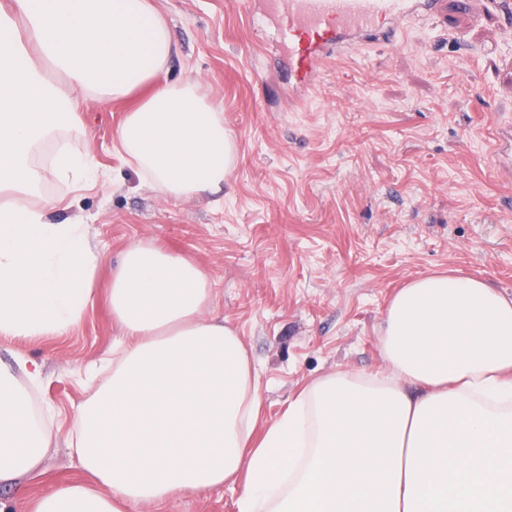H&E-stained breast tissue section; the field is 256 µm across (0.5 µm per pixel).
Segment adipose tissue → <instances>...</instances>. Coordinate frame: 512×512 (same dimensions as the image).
I'll use <instances>...</instances> for the list:
<instances>
[{"instance_id":"1","label":"adipose tissue","mask_w":512,"mask_h":512,"mask_svg":"<svg viewBox=\"0 0 512 512\" xmlns=\"http://www.w3.org/2000/svg\"><path fill=\"white\" fill-rule=\"evenodd\" d=\"M176 50L152 0L0 4V338L60 335L96 292L99 257L45 176L100 180L65 135L88 102L123 98ZM116 152L174 199L221 193L236 161L224 114L190 76L126 114ZM195 261L135 243L112 268L124 339L111 374L75 415L88 482L34 497L51 435L23 369L0 362V512H140L175 493L240 487L237 512H512V296L452 273L392 299L380 338L385 372L336 371L305 384L254 439L261 406L242 339L208 313Z\"/></svg>"}]
</instances>
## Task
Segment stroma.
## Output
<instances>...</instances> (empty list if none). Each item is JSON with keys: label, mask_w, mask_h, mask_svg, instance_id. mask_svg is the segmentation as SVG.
<instances>
[{"label": "stroma", "mask_w": 512, "mask_h": 512, "mask_svg": "<svg viewBox=\"0 0 512 512\" xmlns=\"http://www.w3.org/2000/svg\"><path fill=\"white\" fill-rule=\"evenodd\" d=\"M156 4L178 51L152 83L80 112L68 136L110 178L76 192L68 215L97 245L99 287L138 241L207 272L212 311L257 369L261 422L312 379L382 371L386 311L409 282L452 271L512 295V181L486 145L512 126V22L474 24L453 8L412 18L399 45L329 62L309 91L275 43L264 0ZM187 75L237 141L224 195L210 203L165 197L112 149L127 112ZM119 338L99 297L63 335L0 339L1 362L43 366L34 395L55 442L31 494L80 477L67 440L95 389L84 369ZM238 496L229 486L176 494L144 512H236Z\"/></svg>", "instance_id": "1"}]
</instances>
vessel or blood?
I'll return each mask as SVG.
<instances>
[{"label":"vessel or blood","instance_id":"vessel-or-blood-1","mask_svg":"<svg viewBox=\"0 0 512 512\" xmlns=\"http://www.w3.org/2000/svg\"><path fill=\"white\" fill-rule=\"evenodd\" d=\"M442 0H268L281 44L299 82L311 84L321 66L373 43L399 42L413 13L436 14ZM474 16H512V0H462Z\"/></svg>","mask_w":512,"mask_h":512}]
</instances>
